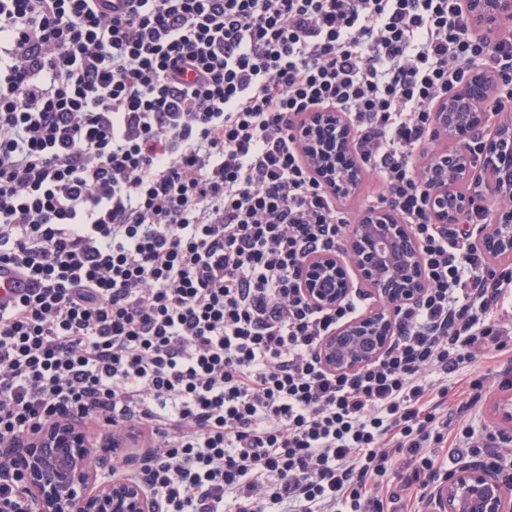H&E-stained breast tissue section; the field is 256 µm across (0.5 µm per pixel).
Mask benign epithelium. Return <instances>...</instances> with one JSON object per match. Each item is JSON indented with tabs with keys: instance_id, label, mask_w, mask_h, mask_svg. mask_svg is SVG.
I'll return each mask as SVG.
<instances>
[{
	"instance_id": "1",
	"label": "benign epithelium",
	"mask_w": 512,
	"mask_h": 512,
	"mask_svg": "<svg viewBox=\"0 0 512 512\" xmlns=\"http://www.w3.org/2000/svg\"><path fill=\"white\" fill-rule=\"evenodd\" d=\"M470 8L475 24L488 34L512 23V0H471ZM495 94V74L475 65L436 108L438 137L457 143L430 170L428 206L440 224H455L476 205L512 196V118L504 117L496 135L485 141L481 166L472 164L466 149ZM299 139L320 181L341 197L355 195L362 170L352 151V130L342 117L331 110L311 113L300 126ZM458 182L471 184L472 192H457ZM478 244L512 255V209L497 212L491 231ZM345 249L349 264L322 255L303 269L304 292L319 308L335 307L356 281L376 299L370 312L322 341L321 361L334 372L358 369L384 352L392 336L394 305L416 298L424 281L421 253L409 226L397 223L387 209L366 211L351 227ZM95 454L77 423L59 419L21 448L22 490L36 500L39 512H156L138 483L116 474L105 478L91 468L88 461ZM433 498L436 512H512V473L465 463L435 486Z\"/></svg>"
}]
</instances>
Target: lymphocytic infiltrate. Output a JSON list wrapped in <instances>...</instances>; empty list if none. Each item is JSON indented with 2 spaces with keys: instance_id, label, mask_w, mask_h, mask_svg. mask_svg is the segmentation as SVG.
Listing matches in <instances>:
<instances>
[{
  "instance_id": "f902f5d3",
  "label": "lymphocytic infiltrate",
  "mask_w": 512,
  "mask_h": 512,
  "mask_svg": "<svg viewBox=\"0 0 512 512\" xmlns=\"http://www.w3.org/2000/svg\"><path fill=\"white\" fill-rule=\"evenodd\" d=\"M482 63L512 112V27L466 0H0V512H35L15 460L59 418L148 444L159 512H421L447 476L448 377L512 298L428 208L435 106ZM333 109L426 273L351 372L322 339L365 312L303 291L357 218L295 137Z\"/></svg>"
}]
</instances>
